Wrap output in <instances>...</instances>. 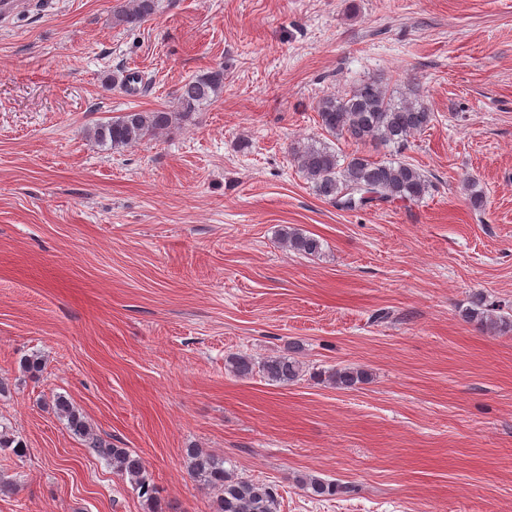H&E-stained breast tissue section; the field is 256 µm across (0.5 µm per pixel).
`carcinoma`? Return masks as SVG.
Instances as JSON below:
<instances>
[{"instance_id": "obj_1", "label": "carcinoma", "mask_w": 512, "mask_h": 512, "mask_svg": "<svg viewBox=\"0 0 512 512\" xmlns=\"http://www.w3.org/2000/svg\"><path fill=\"white\" fill-rule=\"evenodd\" d=\"M157 0H127L118 11L116 22L126 28L139 26L156 10ZM224 88V68H213L186 80L176 92V108L151 111L131 110L97 126L93 138L112 149L127 147L147 137L192 119L195 112L215 99ZM321 126L335 137H347L357 143L380 142L403 145L409 138L425 130L432 112L418 98L413 88L405 92L391 91L377 80L364 81L343 94H329L317 102ZM293 160L317 195L340 209L350 210V201H361V207L395 202H418L430 188L428 177L406 162L375 161L354 154L340 161L336 150L325 145L307 144L293 152ZM280 242L303 255L322 251L319 238L301 229L282 226ZM465 318L488 329L512 330V321L495 314L481 296H476L465 312ZM227 370L238 377L259 374L262 378L286 386L303 375L302 363L289 354L256 361L247 354H233L225 360ZM368 380L360 368H338L329 381L338 389H350ZM55 408L67 421L70 432L88 444L94 452L110 459L112 468L129 481L139 497L155 504L156 488L146 474L145 461L128 448L107 446L94 437L81 412L66 397L55 399ZM9 450L20 456L24 444L8 431L0 432V451ZM190 476L213 491V512H280L276 488L224 468V462L200 448L187 449ZM316 497L333 496L342 489L334 481L316 477L299 479Z\"/></svg>"}]
</instances>
